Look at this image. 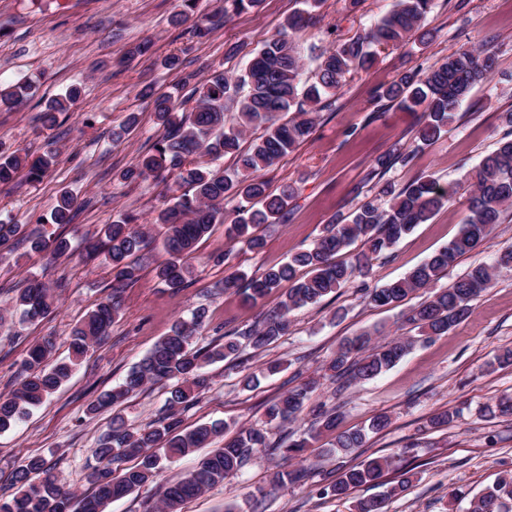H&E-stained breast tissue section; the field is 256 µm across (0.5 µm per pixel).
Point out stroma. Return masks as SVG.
<instances>
[{"mask_svg": "<svg viewBox=\"0 0 512 512\" xmlns=\"http://www.w3.org/2000/svg\"><path fill=\"white\" fill-rule=\"evenodd\" d=\"M223 5L224 0H196L189 19L174 26L170 18L181 10V0H0V80L30 78L38 84L34 99L18 110L0 112V144L33 157L51 148L59 152L57 163L39 181H30L22 171L12 183L0 184V219L65 235L76 246L72 254L54 260L17 243L0 245V394L14 388L32 343L53 338L56 358L67 357L71 330L96 302L111 295L110 267L102 259H86L82 240L100 238L103 225L122 214H136L140 225H149L164 203L166 183L120 177L162 134L144 89L194 100L195 89L212 70L237 74L248 53L275 35L300 3L263 0L259 8L229 12L224 24L196 37V25ZM392 6L393 0H359L354 7L348 0H322L315 22L294 32L293 38L306 49L328 45L334 35L348 39ZM423 30L428 34L425 42L378 50L371 69L353 71L332 108L321 111L313 134L266 172L271 188L292 185L297 197L289 222L259 227L266 241L262 253L229 242L223 225H216L197 246L189 285L172 291L156 277V267L165 258L159 244L144 251L139 277L122 292L120 316L107 338L90 348L57 392L0 433V492L28 456L45 459L58 482L71 491H90L88 475L97 464L94 450L108 432L112 414H88V405L121 382L170 333L176 319L195 308L208 311L206 325L194 339L195 347L203 349L275 309L282 292L266 295L256 306L246 305L239 291L224 288L228 271L251 276L311 244L326 224L369 196V173L398 143L412 152L407 162L386 172V179L399 186L421 175L453 181L459 185L455 201L417 225L392 252L375 257L369 276L292 312L287 335L266 351L246 347L241 361L207 365L209 389L180 415L185 430L212 422L233 429L262 428L266 403L314 380L317 391L297 420L281 429V436L307 432L319 412L330 408L342 412L347 429L366 425L380 413L390 417V425L370 434L364 447L347 456L330 453L329 435L308 448L301 461H285L259 449L224 483L188 502L183 512H352L354 500L366 496V488L338 500L320 496L319 481L374 457L394 459L387 483H396L405 471L415 475L407 492L389 500L388 512H467L473 497L502 471L512 470V417L485 410L499 397L512 395V364L495 363L504 349L512 348V270L497 272L493 288L474 301L468 320L442 336H416L410 352L376 378L341 387L327 369L348 338L368 332L373 342L381 343L408 335L401 308L373 306L366 290L402 278L458 234L470 192L465 172L512 129L504 121L512 111V0H466L459 8L452 0H434ZM137 44L146 45V52L131 55ZM462 45L491 48L496 58L493 78L472 90L447 133L415 146L417 113L378 102L374 90L408 69H429L449 49ZM171 56L179 59L177 69L163 65ZM73 85L82 88L76 106L60 115L54 129L43 128L39 116L45 101ZM132 112L139 116L138 125L122 131ZM64 188L76 197L78 211L73 224L62 227L49 223L48 217ZM509 245L512 211L495 226L489 242L445 272L439 287H448L472 266L486 262L493 250ZM227 250L232 253L228 268L216 261ZM30 277L57 290V310L39 322L24 321L12 308L16 289ZM339 309L344 312L340 318L335 315ZM274 359L282 363L279 372L243 387V368L256 371ZM445 410L455 412L454 421L432 427L431 418ZM166 413V393L159 384L133 394L121 407L134 428ZM195 463L192 457L163 463L152 480L112 502L108 512H155L165 485ZM303 467L311 470L306 480L285 488L274 485L276 471ZM455 490L462 492L461 500H451Z\"/></svg>", "mask_w": 512, "mask_h": 512, "instance_id": "1", "label": "stroma"}]
</instances>
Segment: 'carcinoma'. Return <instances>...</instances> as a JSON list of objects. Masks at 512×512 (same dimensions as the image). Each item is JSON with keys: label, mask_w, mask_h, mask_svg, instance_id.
I'll use <instances>...</instances> for the list:
<instances>
[{"label": "carcinoma", "mask_w": 512, "mask_h": 512, "mask_svg": "<svg viewBox=\"0 0 512 512\" xmlns=\"http://www.w3.org/2000/svg\"><path fill=\"white\" fill-rule=\"evenodd\" d=\"M320 3L321 0H302L304 8L288 15L281 30L251 53L239 74L229 77L221 70L213 71L189 113H184L182 104L170 94H147L163 133L153 145V153L140 157L133 167L123 171L121 178L164 180L175 175L176 188H168L172 195L154 218V224L162 230L166 254L156 267V276L166 287L178 290L185 286L192 274L190 260L196 244L216 224L224 225L227 239L244 240L255 251L263 249L264 238L257 229L263 224L285 223L289 205L296 197L291 185L272 192L264 172L312 134L318 112L331 107V97L353 70L371 68L377 49L404 44L422 28L433 6V0H395L393 9L362 33L349 40H332L317 56L315 80L310 82L303 78L301 48L289 32L309 25L313 9ZM495 63V56L485 47L452 49L438 66L427 71L409 69L391 83L379 86L376 98L419 112L417 139L427 145L446 132L472 89L489 81ZM35 93L36 87L26 80L1 87L0 110L19 109ZM79 96V89L72 87L47 100L43 124L55 126L57 114L71 111ZM228 112L234 113L229 128ZM288 112L294 116L281 120ZM259 125L264 126L262 135L249 148H241L246 132ZM228 154L235 157L233 175L215 165ZM57 159L58 153L52 149L32 158L27 154L7 155L0 148V184L11 182L22 168L28 169L30 180L38 181ZM464 179L471 192L456 237L405 277L369 291L372 304L392 307L405 301L434 284L459 256L487 240L494 225L501 223L502 215L512 208V138H501L497 148L470 169ZM454 195L453 187L441 184L432 175L420 176L399 189L386 181L373 198L362 202L347 217L327 225L322 235L288 262L272 266L258 276L248 277L236 271L228 274L224 288L246 283L243 300L252 306L285 282L288 290L278 309L237 331L239 339L208 350L193 346L195 335L206 321V310L198 308L190 317L178 320L171 333L154 344L122 383L101 393L88 406L91 412L113 408L148 384H166L169 413L136 430L128 428L122 416L114 415L111 428L95 450L98 466L90 475L93 490L87 495H77L58 484L42 458L26 459L11 476L10 486L15 491L0 496V512H106L109 504L152 478L161 459H180L214 441L220 442L193 470L165 487L161 512H182L185 503L223 483L258 448L280 452L285 459L304 454L315 439L312 434L305 433L285 444L273 440L268 428L240 427L228 438L224 437L227 427L222 423L202 424L182 432L178 430L177 414L192 406L207 389L203 372L207 364L238 359L243 341L254 350L278 341L288 333L289 315L294 310L316 304L324 296L353 284L357 277L367 276L374 256L391 250L416 225L427 223ZM228 197L238 199L239 206L235 216L226 221L224 199ZM74 217L75 198L63 189L51 222L70 224ZM137 221L133 214L121 217L104 226L102 241L88 245V255L103 256L112 269V297L96 303L73 328L69 361L51 362L54 344L49 339L29 348L22 380L10 394L0 397V432L15 425L30 408L42 404L68 379L75 362L108 336L120 315V293L137 277L138 254L151 244ZM13 239L23 241L33 253L54 258L70 251V243L64 238L29 232L24 224L1 221L0 244ZM358 240L367 250L339 260V254ZM302 268L307 269V275H298ZM500 269H512V246L497 250L491 263L471 267L449 287L434 290L406 312L405 321L426 336L448 333L469 318L472 302L493 287L495 272ZM54 303V290L35 278L18 289L14 300V306L30 322L50 315ZM412 345L410 336L378 345L371 344L367 334L354 336L337 348L328 369L339 377L370 380L393 367ZM315 389L316 382L309 381L271 402L265 409L267 424L279 427L295 420ZM339 424L336 411H328L318 420V431L334 435L336 449L348 454L363 446L368 433L388 427L390 418L379 414L366 427L338 433ZM131 456L140 459L138 465L122 467L125 458ZM392 465L393 460L388 457L352 465L337 478L331 474L324 477L321 494L343 497L355 488L386 486L383 478ZM410 483L411 477L406 476L381 494L356 500L354 512H386L388 500L405 492ZM473 512H512V472H503L482 490Z\"/></svg>", "instance_id": "obj_1"}]
</instances>
